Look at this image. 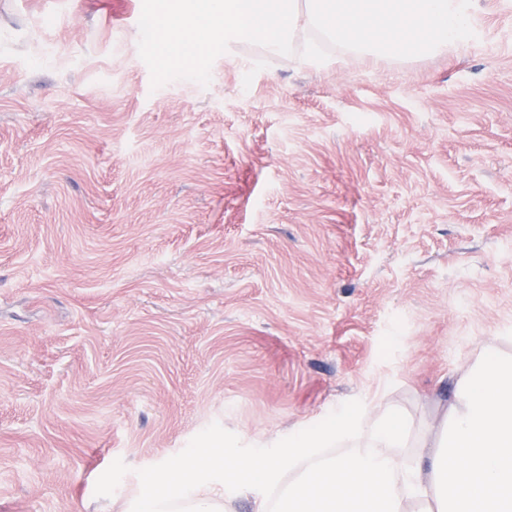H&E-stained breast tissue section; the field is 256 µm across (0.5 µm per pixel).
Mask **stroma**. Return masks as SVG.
Wrapping results in <instances>:
<instances>
[{
    "label": "stroma",
    "instance_id": "1",
    "mask_svg": "<svg viewBox=\"0 0 512 512\" xmlns=\"http://www.w3.org/2000/svg\"><path fill=\"white\" fill-rule=\"evenodd\" d=\"M141 10L0 0V512H123L339 409L416 436L512 355V44L233 43L155 89Z\"/></svg>",
    "mask_w": 512,
    "mask_h": 512
}]
</instances>
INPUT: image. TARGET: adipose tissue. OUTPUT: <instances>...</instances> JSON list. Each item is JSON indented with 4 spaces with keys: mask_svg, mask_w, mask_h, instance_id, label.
I'll return each instance as SVG.
<instances>
[{
    "mask_svg": "<svg viewBox=\"0 0 512 512\" xmlns=\"http://www.w3.org/2000/svg\"><path fill=\"white\" fill-rule=\"evenodd\" d=\"M398 413L362 425L336 417L276 452L210 448L142 482L127 512H512V357L485 352L462 376L440 423L417 440Z\"/></svg>",
    "mask_w": 512,
    "mask_h": 512,
    "instance_id": "ef3b65f1",
    "label": "adipose tissue"
}]
</instances>
